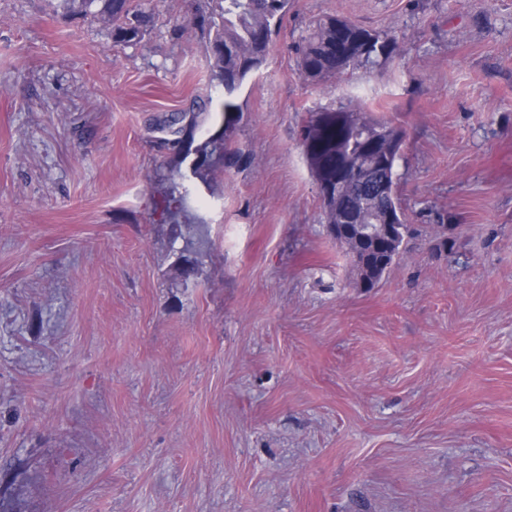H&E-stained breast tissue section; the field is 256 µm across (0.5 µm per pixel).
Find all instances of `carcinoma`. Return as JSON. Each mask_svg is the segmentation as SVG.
Listing matches in <instances>:
<instances>
[{
    "instance_id": "carcinoma-1",
    "label": "carcinoma",
    "mask_w": 512,
    "mask_h": 512,
    "mask_svg": "<svg viewBox=\"0 0 512 512\" xmlns=\"http://www.w3.org/2000/svg\"><path fill=\"white\" fill-rule=\"evenodd\" d=\"M64 8L101 20L112 28L116 43L139 42L148 33L152 13L147 0H61ZM288 0H206L186 24L175 26L173 34L181 38L191 29L208 36L207 56L210 80L224 91L220 118L224 133L195 142L193 130L203 124L204 112H172L157 130L170 137L177 147V158L166 186L168 203L182 205L186 195L179 192L186 176L181 166L191 161V177L209 184L215 171L232 160V135L241 117L236 94L244 82L264 64L284 16ZM298 67L303 78L318 82L352 73L358 67L377 68L399 54L396 35L366 29L336 16L317 18L302 38ZM304 157L318 189L323 181L339 182L343 188L322 201L327 223L346 224L353 235L344 249L350 256L359 288L376 287L392 265L404 242V234L393 243L377 247L372 232L383 222L388 209L399 201L396 188L389 194L377 190L367 208L360 206L357 193L362 181L387 163L389 174L401 156L405 130L391 119L372 115L362 103H350L336 109L309 112L302 131ZM171 223L164 232L169 241H185L183 250H194V242L185 238L176 212L167 210Z\"/></svg>"
}]
</instances>
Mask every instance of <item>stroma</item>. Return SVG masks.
I'll use <instances>...</instances> for the list:
<instances>
[{
  "mask_svg": "<svg viewBox=\"0 0 512 512\" xmlns=\"http://www.w3.org/2000/svg\"><path fill=\"white\" fill-rule=\"evenodd\" d=\"M199 5L117 44L0 0V512H512V0H290L239 161L189 185L187 288L148 178L158 119L224 100L205 35L172 36ZM328 14L399 57L305 81ZM351 100L406 132V242L368 291L300 140Z\"/></svg>",
  "mask_w": 512,
  "mask_h": 512,
  "instance_id": "stroma-1",
  "label": "stroma"
}]
</instances>
